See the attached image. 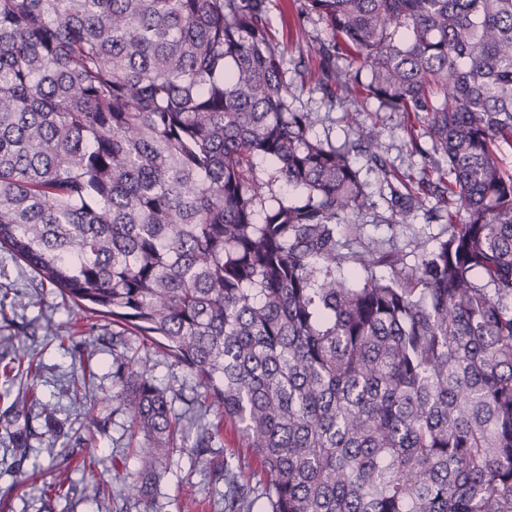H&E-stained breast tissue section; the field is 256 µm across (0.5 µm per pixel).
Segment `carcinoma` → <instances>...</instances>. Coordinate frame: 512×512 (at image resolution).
I'll return each mask as SVG.
<instances>
[{
  "instance_id": "obj_1",
  "label": "carcinoma",
  "mask_w": 512,
  "mask_h": 512,
  "mask_svg": "<svg viewBox=\"0 0 512 512\" xmlns=\"http://www.w3.org/2000/svg\"><path fill=\"white\" fill-rule=\"evenodd\" d=\"M293 3L334 33L306 44L315 85L399 113L412 142L427 124L446 239L413 264L343 252L340 223L370 199L353 145L288 102L269 0H0V249L165 349L216 409L190 446L198 422L118 365L141 460L128 497L190 451L224 512L250 509L255 489L204 457L229 419L267 512H512V0ZM261 162L305 199L265 206ZM431 194H397L394 222ZM15 370L27 356L0 375ZM36 406L51 420L32 388L12 404Z\"/></svg>"
}]
</instances>
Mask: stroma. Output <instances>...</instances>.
Instances as JSON below:
<instances>
[{
	"label": "stroma",
	"mask_w": 512,
	"mask_h": 512,
	"mask_svg": "<svg viewBox=\"0 0 512 512\" xmlns=\"http://www.w3.org/2000/svg\"><path fill=\"white\" fill-rule=\"evenodd\" d=\"M269 19L275 35L288 37L284 68L294 107L316 114L313 133L318 139L337 146L348 143L353 138L345 119L349 104L328 103L321 90L302 83L298 74L302 66L317 69L318 59L303 56L305 44L312 38L332 41L331 28L314 14L297 17L292 0H271ZM359 120L364 130L377 134L383 159L398 174L396 180L386 181L366 157L354 155L373 202L355 217L363 226L362 245L386 249H404L416 241L428 248L437 245L446 236V222L439 218L434 198H427L407 223L390 221L391 194L399 179L437 177L426 123L418 124L411 143L398 126L397 113L364 111ZM5 289L14 294L16 304L0 316V358L24 352L35 359L39 370L33 379L22 374L11 381L0 378V512H223V482L211 481L188 454L171 457L149 506L126 498L113 470L119 463L131 475L141 467L130 446L127 413L116 397L121 383L114 375L115 353L141 359L149 375L173 396L174 409L182 415L196 409L195 376L142 337L127 335L114 341L110 320L64 304L58 291L41 285L32 270L0 250V291ZM86 369L94 377L85 398L74 399L71 381ZM30 384L53 408V423H46L36 409L18 418L10 412V405ZM91 416L100 425L92 435L84 430ZM22 427L31 431L23 457L13 450V435ZM239 442L234 423L225 422L210 454L228 460L241 480L258 484L260 465ZM60 477L65 484L57 493L51 485Z\"/></svg>",
	"instance_id": "obj_1"
}]
</instances>
